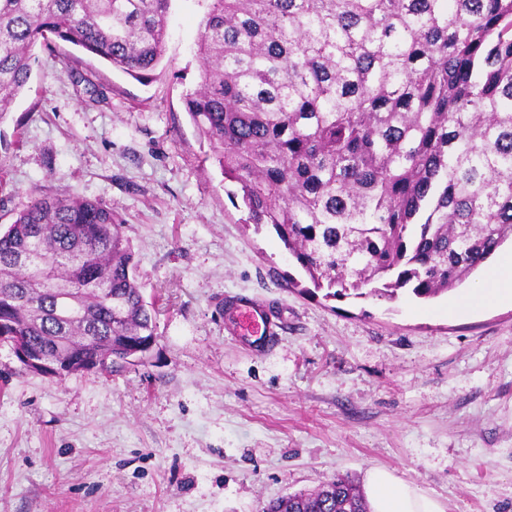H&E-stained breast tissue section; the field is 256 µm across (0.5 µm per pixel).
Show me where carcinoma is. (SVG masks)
Here are the masks:
<instances>
[{
    "label": "carcinoma",
    "instance_id": "obj_1",
    "mask_svg": "<svg viewBox=\"0 0 512 512\" xmlns=\"http://www.w3.org/2000/svg\"><path fill=\"white\" fill-rule=\"evenodd\" d=\"M170 0H0V121L51 38L156 76ZM184 98L328 297H436L512 238V0H210ZM124 223L33 192L0 230V343L110 372L155 342ZM262 512H370L351 477Z\"/></svg>",
    "mask_w": 512,
    "mask_h": 512
}]
</instances>
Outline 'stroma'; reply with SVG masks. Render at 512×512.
Instances as JSON below:
<instances>
[{
    "instance_id": "35a3bbf8",
    "label": "stroma",
    "mask_w": 512,
    "mask_h": 512,
    "mask_svg": "<svg viewBox=\"0 0 512 512\" xmlns=\"http://www.w3.org/2000/svg\"><path fill=\"white\" fill-rule=\"evenodd\" d=\"M206 0H170L166 51L140 82L81 50L35 48L0 121V225L29 192L98 200L125 223L157 340L112 375L59 381L0 345V512H262L278 496L384 467L445 512H512V302L473 314L326 297L185 110ZM264 302L253 346L224 303Z\"/></svg>"
}]
</instances>
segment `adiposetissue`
Listing matches in <instances>:
<instances>
[{
    "mask_svg": "<svg viewBox=\"0 0 512 512\" xmlns=\"http://www.w3.org/2000/svg\"><path fill=\"white\" fill-rule=\"evenodd\" d=\"M506 298L512 300V253L499 259L490 281L475 288L460 307L473 311ZM365 494L371 512H445L437 498L383 467L367 471Z\"/></svg>",
    "mask_w": 512,
    "mask_h": 512,
    "instance_id": "1",
    "label": "adipose tissue"
}]
</instances>
